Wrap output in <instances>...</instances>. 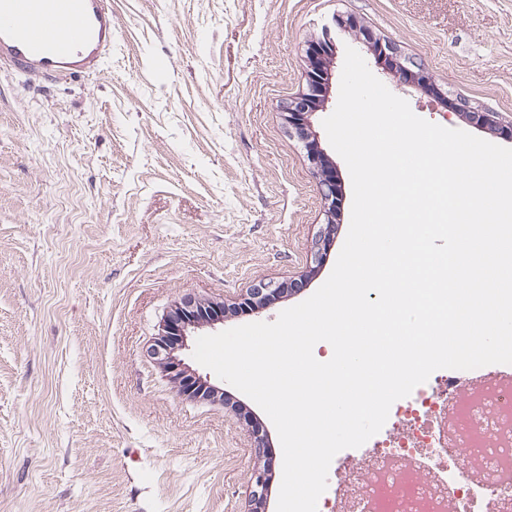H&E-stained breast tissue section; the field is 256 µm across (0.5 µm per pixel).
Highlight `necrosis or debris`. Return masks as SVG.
<instances>
[{"label": "necrosis or debris", "mask_w": 512, "mask_h": 512, "mask_svg": "<svg viewBox=\"0 0 512 512\" xmlns=\"http://www.w3.org/2000/svg\"><path fill=\"white\" fill-rule=\"evenodd\" d=\"M459 370L440 369L395 401L364 445L373 483L340 480L334 457L317 512H512V388L481 387L453 407Z\"/></svg>", "instance_id": "necrosis-or-debris-1"}]
</instances>
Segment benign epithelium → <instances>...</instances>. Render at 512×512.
<instances>
[{
  "instance_id": "obj_1",
  "label": "benign epithelium",
  "mask_w": 512,
  "mask_h": 512,
  "mask_svg": "<svg viewBox=\"0 0 512 512\" xmlns=\"http://www.w3.org/2000/svg\"><path fill=\"white\" fill-rule=\"evenodd\" d=\"M367 51L374 57L376 65L385 73L397 79L400 88L426 91L452 111L464 113L480 127L496 125V113L482 111L462 99L448 100V92L442 90L429 73L418 63L406 58L390 41L367 32L364 34ZM334 45L329 40L309 42L306 48L307 92L288 103L285 115L288 127L299 137L308 138L307 119L312 113L324 109L325 86L328 85L330 61ZM307 158L313 173L318 179L325 202L328 203V223L336 217V179L334 166L323 149L314 141L306 144ZM292 288L288 283H267L252 289L238 309L249 313H260L273 306L281 295ZM224 323V304L206 298L189 297L167 318L157 338L155 354L164 358V368L172 379L181 384L180 391L188 397L216 398L218 391L202 376L184 368L174 357V352L185 347L189 329L200 324L216 325ZM268 468L254 475L253 505L262 502L263 491L268 482Z\"/></svg>"
}]
</instances>
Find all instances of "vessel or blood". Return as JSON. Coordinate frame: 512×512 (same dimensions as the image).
I'll return each instance as SVG.
<instances>
[{
	"mask_svg": "<svg viewBox=\"0 0 512 512\" xmlns=\"http://www.w3.org/2000/svg\"><path fill=\"white\" fill-rule=\"evenodd\" d=\"M111 52L105 0H0V64L18 74L92 76Z\"/></svg>",
	"mask_w": 512,
	"mask_h": 512,
	"instance_id": "obj_1",
	"label": "vessel or blood"
}]
</instances>
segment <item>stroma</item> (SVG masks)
Listing matches in <instances>:
<instances>
[{"mask_svg":"<svg viewBox=\"0 0 512 512\" xmlns=\"http://www.w3.org/2000/svg\"><path fill=\"white\" fill-rule=\"evenodd\" d=\"M101 75L0 68V512H249L276 429L249 397L182 396L151 349L189 295L238 302L296 282L259 321L310 297L345 242L352 184L322 121L361 29L395 42L482 129L412 93L419 117L512 148V0H111ZM351 16L352 31L337 20ZM331 38L326 110L309 135L336 167L335 224L284 106L307 90L305 44ZM333 244L319 251L325 227Z\"/></svg>","mask_w":512,"mask_h":512,"instance_id":"35a3bbf8","label":"stroma"}]
</instances>
